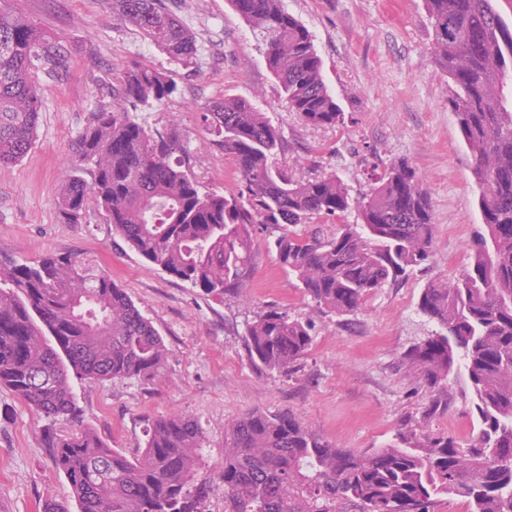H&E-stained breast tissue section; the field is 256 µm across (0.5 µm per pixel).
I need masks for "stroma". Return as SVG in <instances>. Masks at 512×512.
I'll list each match as a JSON object with an SVG mask.
<instances>
[{
	"label": "stroma",
	"instance_id": "obj_1",
	"mask_svg": "<svg viewBox=\"0 0 512 512\" xmlns=\"http://www.w3.org/2000/svg\"><path fill=\"white\" fill-rule=\"evenodd\" d=\"M5 5L60 36L71 57L62 77L40 75L34 143L21 161L0 169V259L34 263L71 253L89 260L125 290L167 348L161 377L76 383L85 427L132 457L149 421L178 414L197 419L213 483L210 512H224V426L252 411H290L336 446L357 452L391 444L405 426L470 437L465 373L448 383L447 412L431 415L423 380L402 361L435 329L418 311L423 288L456 280L482 229L471 153L448 108V78L432 53L423 0H284L313 35L325 83L345 116L336 128L306 125L289 112L263 46L229 0H169L196 39L198 56L189 68L170 62L107 0ZM132 60L174 80L172 98L143 116L152 127L177 123L203 190L235 188L230 165L198 123L199 110L225 96L247 99L278 127L280 161L296 177L335 172L357 195L368 188L374 158L408 159L431 198L435 244L427 267L341 316L318 306L278 264L273 227H257L253 269L243 297L235 298L161 271L113 232L96 203H89L85 223H62L56 197L73 173L71 144L91 112L111 103L107 77ZM272 307L313 325V344L288 375L258 374L245 356L248 325ZM46 424L0 388V512H40L48 496L71 501L67 479L42 444Z\"/></svg>",
	"mask_w": 512,
	"mask_h": 512
}]
</instances>
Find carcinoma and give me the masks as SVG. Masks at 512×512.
I'll use <instances>...</instances> for the list:
<instances>
[{
    "label": "carcinoma",
    "mask_w": 512,
    "mask_h": 512,
    "mask_svg": "<svg viewBox=\"0 0 512 512\" xmlns=\"http://www.w3.org/2000/svg\"><path fill=\"white\" fill-rule=\"evenodd\" d=\"M265 47L288 109L307 125L344 123L323 79L313 35L283 0H230ZM433 53L448 76V107L472 153L485 227L453 284L433 281L418 310L436 330L406 354L425 383L427 412L448 410V379L466 372L476 433L465 442L401 428L396 442L354 452L324 440L287 412H252L224 427V512H431L450 494L471 512H512V29L498 0H424ZM169 60L191 67L194 35L167 0H111ZM69 52L59 36L0 9V169L32 146L42 71L60 77ZM176 91L166 72L138 61L112 78V102L91 113L71 145L57 197L65 224H83L94 200L107 223L147 261L208 293L239 295L252 264L255 225L281 229L277 262L317 304L345 315L389 282L428 264L431 198L405 159L370 170L358 197L337 173L295 179L279 165V129L249 101L224 97L199 112L233 169L235 190L204 191L172 127L152 129L138 111ZM359 224H347L351 211ZM340 222L336 233L290 226ZM309 323L271 308L247 328L245 353L260 374H288L312 345ZM162 337L124 289L72 254L30 265L0 260V387L50 420L43 441L79 512H209L210 478L198 473L204 436L188 415L148 424L130 458L81 423L71 378L154 379Z\"/></svg>",
    "instance_id": "obj_1"
}]
</instances>
